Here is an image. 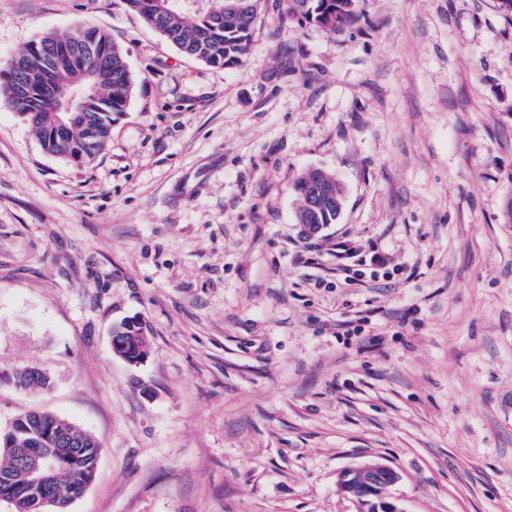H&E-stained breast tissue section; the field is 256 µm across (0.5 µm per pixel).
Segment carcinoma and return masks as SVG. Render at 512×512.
I'll return each mask as SVG.
<instances>
[{"label": "carcinoma", "instance_id": "obj_1", "mask_svg": "<svg viewBox=\"0 0 512 512\" xmlns=\"http://www.w3.org/2000/svg\"><path fill=\"white\" fill-rule=\"evenodd\" d=\"M144 0H125L143 22L184 55L225 69L240 65L248 54L251 34L261 0H217L204 9L183 0H168L161 6L143 7ZM291 21L313 24L334 33L342 32L360 18L359 0H286ZM88 32L98 34L94 56L73 60L60 56L52 61L38 35L21 52L0 63V100H5L31 127L44 150L77 166L96 159L112 135V123L126 111L133 79L120 46L106 30L87 26L65 31L64 38L78 44ZM53 66L56 82L52 96L21 99L15 96L18 81L38 88L47 67ZM84 115L82 121L57 127L54 117L60 106ZM302 176L295 185L297 211L310 203L309 180ZM112 344L120 347L126 362L138 364L147 354L145 325L137 317L126 318L112 328ZM37 392L51 380L38 367L20 371L0 370V384ZM18 448H33L41 465L54 478L42 487L28 483L26 461ZM102 447L97 439L66 418L31 412L0 427V475L10 478L9 500L13 512H46L37 501L49 499L54 512H69L93 482Z\"/></svg>", "mask_w": 512, "mask_h": 512}]
</instances>
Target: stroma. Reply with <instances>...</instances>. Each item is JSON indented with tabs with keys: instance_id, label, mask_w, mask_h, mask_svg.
<instances>
[{
	"instance_id": "35a3bbf8",
	"label": "stroma",
	"mask_w": 512,
	"mask_h": 512,
	"mask_svg": "<svg viewBox=\"0 0 512 512\" xmlns=\"http://www.w3.org/2000/svg\"><path fill=\"white\" fill-rule=\"evenodd\" d=\"M342 32L263 0L242 65L191 59L124 0H0V61L92 24L133 76L106 149L46 153L0 101V425L47 411L103 452L71 512H512V12L360 0ZM345 202L319 236L294 183ZM407 272L336 285V246ZM327 280L315 285L317 277ZM149 353L111 330L129 316ZM314 170H311L308 173H311ZM314 175L315 172L311 173L308 176L302 175L296 182L295 190L299 200L297 211L303 212L308 208V205L310 203L309 186L314 187L315 189V195L312 196V198L316 202V205L311 206L313 210L322 205H327L331 207L336 206V210L330 208L326 209L322 207L318 212L319 215L314 214V218L317 224L310 223L311 216L309 212L299 213L298 224H300L304 233L309 237H315L316 235H318L322 230H324L327 227V224H335L336 215L337 217L340 216L343 208V202L345 201V193L338 179L332 180L316 178L309 185L308 182L310 179L314 178ZM112 344L120 347L126 362L140 363L148 349L145 325L137 317L122 320L112 328ZM6 383L26 391L37 392L47 389L51 380L48 373L38 367H28L20 371L0 370V384ZM401 477L386 463L372 460L338 474L341 490L359 506V512H406L390 490Z\"/></svg>"
}]
</instances>
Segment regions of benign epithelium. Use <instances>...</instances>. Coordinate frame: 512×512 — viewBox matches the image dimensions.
I'll list each match as a JSON object with an SVG mask.
<instances>
[{"label": "benign epithelium", "instance_id": "obj_1", "mask_svg": "<svg viewBox=\"0 0 512 512\" xmlns=\"http://www.w3.org/2000/svg\"><path fill=\"white\" fill-rule=\"evenodd\" d=\"M310 186L315 189L316 206H334L336 214H341L345 197L339 180L317 178ZM399 481L395 469L377 460L345 468L338 474L341 490L359 506V512H406L390 493Z\"/></svg>", "mask_w": 512, "mask_h": 512}]
</instances>
